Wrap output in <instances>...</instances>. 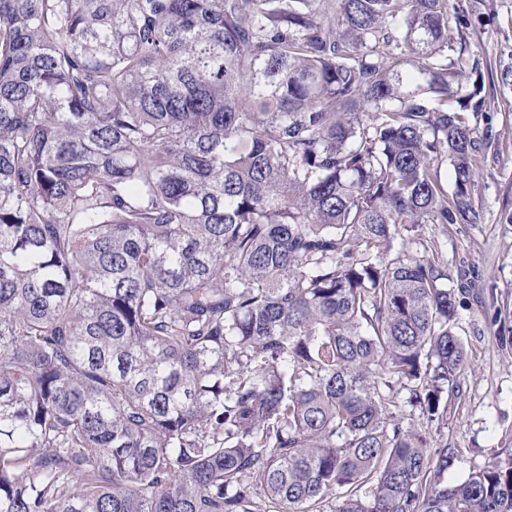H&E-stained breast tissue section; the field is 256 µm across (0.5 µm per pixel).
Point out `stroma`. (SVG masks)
I'll use <instances>...</instances> for the list:
<instances>
[{"instance_id": "35a3bbf8", "label": "stroma", "mask_w": 512, "mask_h": 512, "mask_svg": "<svg viewBox=\"0 0 512 512\" xmlns=\"http://www.w3.org/2000/svg\"><path fill=\"white\" fill-rule=\"evenodd\" d=\"M477 21L463 37L492 63H512V0H463ZM491 149L474 169L476 224L420 226L410 252L442 255L449 272L473 269L476 286L459 310L467 357L460 395L442 422L429 426L430 447L448 444L458 458L447 475L459 483L476 469L512 456V86L498 88L492 109L477 121Z\"/></svg>"}]
</instances>
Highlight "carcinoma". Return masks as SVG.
I'll return each mask as SVG.
<instances>
[{
	"label": "carcinoma",
	"instance_id": "1",
	"mask_svg": "<svg viewBox=\"0 0 512 512\" xmlns=\"http://www.w3.org/2000/svg\"><path fill=\"white\" fill-rule=\"evenodd\" d=\"M473 15L0 0V512H512V457L450 484L419 432L466 362L469 272L409 244L480 220Z\"/></svg>",
	"mask_w": 512,
	"mask_h": 512
}]
</instances>
